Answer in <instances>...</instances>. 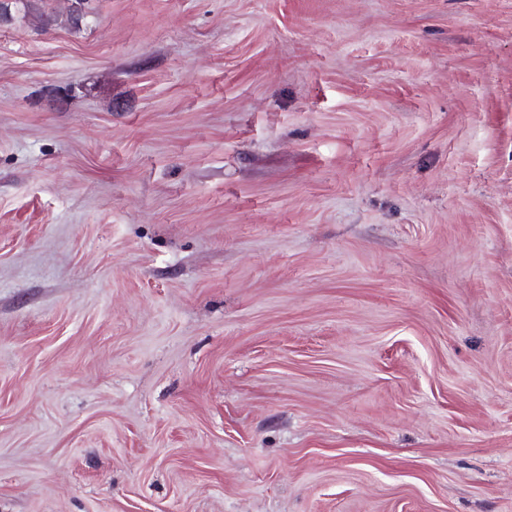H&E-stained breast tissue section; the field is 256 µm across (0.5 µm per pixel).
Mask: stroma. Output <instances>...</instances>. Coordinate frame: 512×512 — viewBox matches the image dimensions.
I'll use <instances>...</instances> for the list:
<instances>
[{"label":"stroma","mask_w":512,"mask_h":512,"mask_svg":"<svg viewBox=\"0 0 512 512\" xmlns=\"http://www.w3.org/2000/svg\"><path fill=\"white\" fill-rule=\"evenodd\" d=\"M0 25V512H512V0Z\"/></svg>","instance_id":"35a3bbf8"}]
</instances>
